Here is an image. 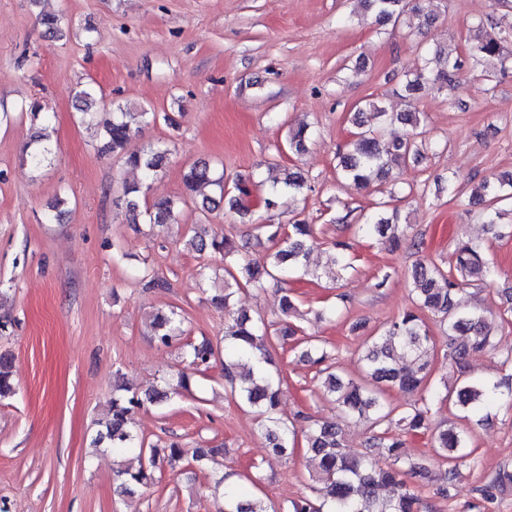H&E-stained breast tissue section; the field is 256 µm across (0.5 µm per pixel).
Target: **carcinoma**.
Instances as JSON below:
<instances>
[{"mask_svg":"<svg viewBox=\"0 0 512 512\" xmlns=\"http://www.w3.org/2000/svg\"><path fill=\"white\" fill-rule=\"evenodd\" d=\"M362 6L375 14L379 24H403L420 33L432 26L436 16L423 14L412 0H359ZM38 23L49 38L64 35L61 16L54 11H44ZM477 42L468 54L455 49L437 46L426 49L420 56L417 68L407 75L405 92L412 97L421 89L443 88L452 83L457 72L469 64L484 72L489 67L506 69L512 63V41L500 32H488L476 26ZM75 108L88 113L97 104L96 93L91 87L74 93ZM157 113L146 109L132 111L118 108L112 118L103 122L104 136L100 150L119 157L125 166L139 172L142 179L124 184L122 200L132 220L140 215L141 198L150 189V182L162 174L169 163L171 149L166 142L150 143L137 149L130 148L142 136L147 126L156 120ZM417 126V113L405 109L393 112L372 101L355 113L357 131L344 149L336 155L339 179L358 188H365L374 181L388 177L390 163H403L407 159L424 157L429 149L426 139H386L384 130L394 122ZM309 125L300 124L288 131V151L300 154L307 149ZM49 136L45 128L34 132L36 146L27 154V162L38 168L50 154ZM184 194L179 198L164 197L155 200L146 210L148 223L163 227L176 223V214L187 200L201 198L202 211L210 212L226 205L242 214L248 213L244 201L251 190L243 182L234 191L224 190V175L216 174L210 164L199 161L191 165L183 177ZM308 188L307 179L297 170H288L284 177H271L267 196L263 199L266 211L279 206L284 193H300ZM474 198L486 203L512 200V174L484 180ZM387 203H378L377 210L364 216L358 229L367 235L388 237L396 244L405 235L407 225L397 223V213L384 211ZM274 244L275 250L268 261L258 266L235 257L236 247L227 237L206 238L197 233L186 240V245L197 252L208 250L224 259V281L219 292L210 301L224 310V381L232 395L254 409L264 426L270 456L286 459L294 453L297 429L294 423L273 416L279 401L284 378L280 372L267 368L270 362L269 347L276 340L290 343L298 350L299 358L314 367L323 379V395L336 405L339 416L357 417L369 421L376 431L373 445L376 456L355 453L346 448L334 421H316L309 425L305 435L306 452L316 464L315 497L303 496L275 508L260 497L246 498L235 484L224 486V512H418L421 499L405 477L429 478L428 467L405 452L404 440L392 434V426L403 428L407 434H431L432 447L443 463L450 465L446 483L437 487L441 495L448 493V484L458 476L455 464L467 457L472 426L481 424L491 414L493 407L507 405L512 408V351L501 353L502 369L508 371L497 381L473 377L469 370L472 354L494 347L493 334L485 312L468 307L461 296L473 281L489 283L497 269L485 258L484 245L475 240L460 241L454 248L455 261L447 270L435 264H420L412 272L409 295L414 308L404 311L379 334L371 336L364 344L363 376L344 379L334 366V354L328 342L306 332L305 328L289 320L295 311L288 289H282V318L279 327L260 317L231 307V298L242 287L263 288L269 280L284 283L298 273L316 278L322 276L334 281L350 263L340 244H334L336 254L330 264L319 273L309 268L313 230L308 224H258ZM427 311L439 319L448 335L454 337L453 346L446 354L448 367L456 370L461 384L454 390L452 404L461 413L465 424L443 425L433 420V415L448 400L439 385L432 381L430 366L435 358L436 346L421 313ZM152 336L163 346H171L185 335L183 318L175 311L157 312L150 320ZM188 365L197 373H204L215 361V348L209 341L186 342L182 345ZM390 388L418 394L407 410L396 415L385 400ZM15 394L12 381V362L0 355V398ZM166 388H152L138 392L125 384L117 385L101 429L94 438V445H109L112 450L135 455L137 465L128 466L117 474L118 488L122 495H132L153 481L154 471L163 465L170 466L185 457L178 444L168 446L161 453L156 446L145 447L130 429L135 411L158 405L169 398ZM512 485V466L505 465L489 480L482 490L483 498L491 503L496 491Z\"/></svg>","mask_w":512,"mask_h":512,"instance_id":"obj_1","label":"carcinoma"}]
</instances>
